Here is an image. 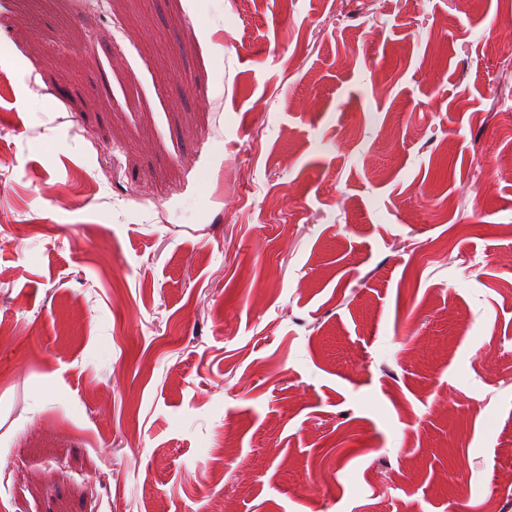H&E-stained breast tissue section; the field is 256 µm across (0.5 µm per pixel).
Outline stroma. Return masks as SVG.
I'll use <instances>...</instances> for the list:
<instances>
[{"label":"stroma","instance_id":"stroma-1","mask_svg":"<svg viewBox=\"0 0 512 512\" xmlns=\"http://www.w3.org/2000/svg\"><path fill=\"white\" fill-rule=\"evenodd\" d=\"M0 15V512H512V0Z\"/></svg>","mask_w":512,"mask_h":512}]
</instances>
